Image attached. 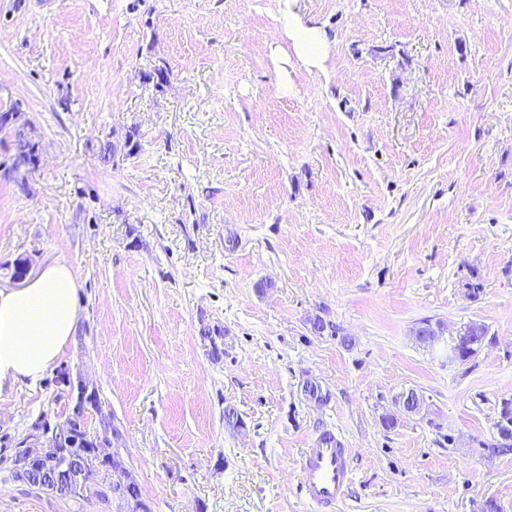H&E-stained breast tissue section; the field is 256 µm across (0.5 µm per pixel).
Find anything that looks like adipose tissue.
Here are the masks:
<instances>
[{"label":"adipose tissue","mask_w":512,"mask_h":512,"mask_svg":"<svg viewBox=\"0 0 512 512\" xmlns=\"http://www.w3.org/2000/svg\"><path fill=\"white\" fill-rule=\"evenodd\" d=\"M279 29L298 61L323 66L330 43L318 26L289 9ZM77 288L72 267L58 263L23 288L0 290V387L36 384L60 361L77 330Z\"/></svg>","instance_id":"obj_1"}]
</instances>
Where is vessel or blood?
I'll list each match as a JSON object with an SVG mask.
<instances>
[{
	"instance_id": "vessel-or-blood-1",
	"label": "vessel or blood",
	"mask_w": 512,
	"mask_h": 512,
	"mask_svg": "<svg viewBox=\"0 0 512 512\" xmlns=\"http://www.w3.org/2000/svg\"><path fill=\"white\" fill-rule=\"evenodd\" d=\"M297 493L311 512H338L353 478L350 452L332 432H322L312 447L303 449Z\"/></svg>"
}]
</instances>
